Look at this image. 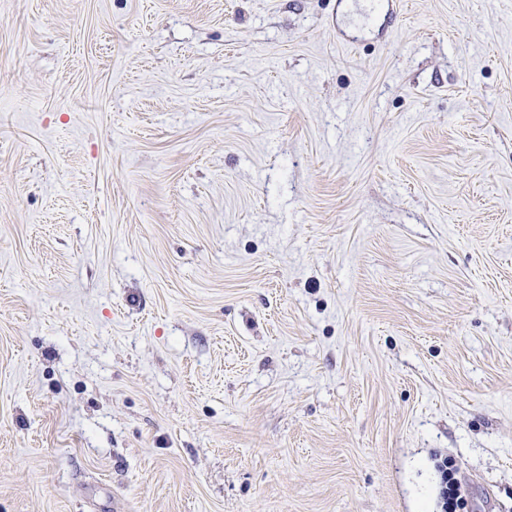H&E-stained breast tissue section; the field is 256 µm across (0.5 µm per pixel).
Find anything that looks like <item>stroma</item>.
Returning a JSON list of instances; mask_svg holds the SVG:
<instances>
[{
  "label": "stroma",
  "mask_w": 512,
  "mask_h": 512,
  "mask_svg": "<svg viewBox=\"0 0 512 512\" xmlns=\"http://www.w3.org/2000/svg\"><path fill=\"white\" fill-rule=\"evenodd\" d=\"M512 512V0H0V512Z\"/></svg>",
  "instance_id": "stroma-1"
}]
</instances>
